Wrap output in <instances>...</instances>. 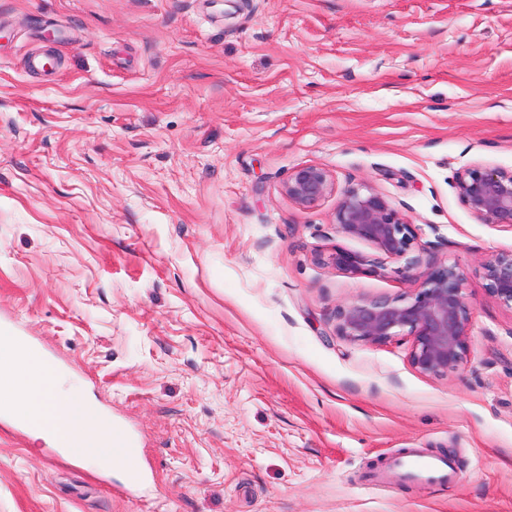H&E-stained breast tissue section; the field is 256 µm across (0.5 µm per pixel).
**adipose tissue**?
Returning a JSON list of instances; mask_svg holds the SVG:
<instances>
[{"mask_svg": "<svg viewBox=\"0 0 512 512\" xmlns=\"http://www.w3.org/2000/svg\"><path fill=\"white\" fill-rule=\"evenodd\" d=\"M0 409L28 420L38 437L44 436L47 426L67 424L72 447L95 448L103 467L120 463L111 440L100 436L104 423L94 405L36 348L4 336L0 337Z\"/></svg>", "mask_w": 512, "mask_h": 512, "instance_id": "adipose-tissue-1", "label": "adipose tissue"}]
</instances>
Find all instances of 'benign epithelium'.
<instances>
[{
    "label": "benign epithelium",
    "instance_id": "obj_1",
    "mask_svg": "<svg viewBox=\"0 0 512 512\" xmlns=\"http://www.w3.org/2000/svg\"><path fill=\"white\" fill-rule=\"evenodd\" d=\"M455 189L482 223L512 227V171L474 165L458 173ZM283 192L301 207L336 196L337 231L367 242L386 258L405 259L406 269L418 281L417 291L409 297L359 300L338 308V335L381 344L405 331L413 337L411 365L426 376H442L464 363L471 325L465 274L454 265L424 259L413 225L383 194L368 186L338 189L332 175L316 165L295 169ZM315 261L349 275L382 267L380 259L342 247L327 256L315 254ZM479 272L493 297L512 309V250L482 259Z\"/></svg>",
    "mask_w": 512,
    "mask_h": 512
}]
</instances>
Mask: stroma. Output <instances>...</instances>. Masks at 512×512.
Masks as SVG:
<instances>
[{
	"label": "stroma",
	"instance_id": "obj_1",
	"mask_svg": "<svg viewBox=\"0 0 512 512\" xmlns=\"http://www.w3.org/2000/svg\"><path fill=\"white\" fill-rule=\"evenodd\" d=\"M512 170V0H0V319L138 441L102 477L0 430V512H512V309L460 201ZM371 187L466 275L465 362L336 333L411 295L405 260L303 208L290 171ZM445 458L432 486L398 473ZM315 261L320 264H331L338 270L349 275H358L369 269L372 272H378L382 267L380 258L369 259V257L353 252L342 247H335L333 252L328 256L317 253L314 257ZM411 459L406 462L401 460L400 468H405V474L433 484H445L452 471L451 464L441 458L424 457L421 455H409Z\"/></svg>",
	"mask_w": 512,
	"mask_h": 512
}]
</instances>
